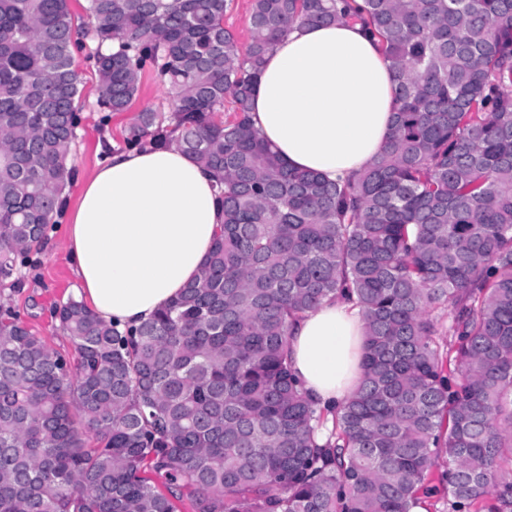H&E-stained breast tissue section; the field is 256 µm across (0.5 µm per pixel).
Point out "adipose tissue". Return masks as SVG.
<instances>
[{
  "instance_id": "obj_1",
  "label": "adipose tissue",
  "mask_w": 512,
  "mask_h": 512,
  "mask_svg": "<svg viewBox=\"0 0 512 512\" xmlns=\"http://www.w3.org/2000/svg\"><path fill=\"white\" fill-rule=\"evenodd\" d=\"M396 86L360 25H297L267 54L250 116L289 167L343 183L383 152ZM69 220L79 298L126 331L199 279L224 213L214 176L171 143L110 153L81 182ZM364 332L359 307L345 300L323 302L291 326V369L318 406L354 391Z\"/></svg>"
}]
</instances>
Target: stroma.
<instances>
[{
	"instance_id": "stroma-1",
	"label": "stroma",
	"mask_w": 512,
	"mask_h": 512,
	"mask_svg": "<svg viewBox=\"0 0 512 512\" xmlns=\"http://www.w3.org/2000/svg\"><path fill=\"white\" fill-rule=\"evenodd\" d=\"M95 48V42L89 40L73 52L74 67L81 77V122L71 156L77 180L64 191V213L50 232L53 245L31 254L29 264L21 270V288L0 289V297L11 303L33 333L40 336L50 349L68 355L74 354L75 346L71 337L62 330L53 311L56 305L66 302L74 294L76 278L68 258L65 213L77 202L78 180L94 172L106 150L127 149L130 130L140 112L152 110L167 121L172 118L174 109V99L168 87L154 69L147 66L140 73L138 92L129 107L121 112L105 111L98 103L99 77L94 61Z\"/></svg>"
}]
</instances>
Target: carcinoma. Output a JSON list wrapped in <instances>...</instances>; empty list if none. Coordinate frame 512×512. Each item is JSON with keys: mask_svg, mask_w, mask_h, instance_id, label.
Instances as JSON below:
<instances>
[{"mask_svg": "<svg viewBox=\"0 0 512 512\" xmlns=\"http://www.w3.org/2000/svg\"><path fill=\"white\" fill-rule=\"evenodd\" d=\"M253 0L240 56L228 0H88L100 104L148 61L182 150L224 186L199 280L127 334L56 307L71 364L0 304V512H512V0ZM358 18L398 76L383 153L339 185L288 167L245 117L288 27ZM68 0H0V283L56 223L80 76ZM231 97L238 117L212 114ZM356 298L361 377L326 413L298 388L288 325ZM448 309L454 346L433 313ZM97 446H87L86 433Z\"/></svg>", "mask_w": 512, "mask_h": 512, "instance_id": "obj_1", "label": "carcinoma"}]
</instances>
